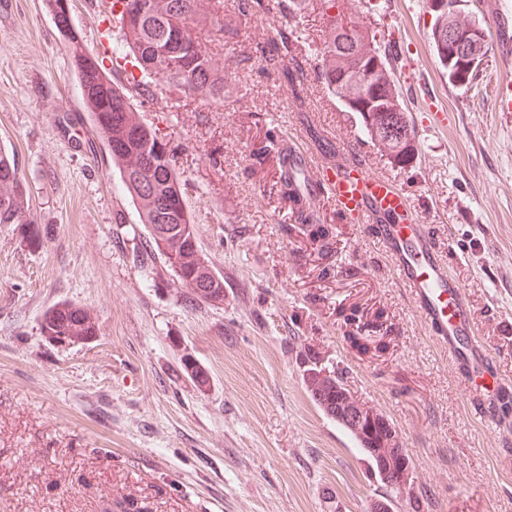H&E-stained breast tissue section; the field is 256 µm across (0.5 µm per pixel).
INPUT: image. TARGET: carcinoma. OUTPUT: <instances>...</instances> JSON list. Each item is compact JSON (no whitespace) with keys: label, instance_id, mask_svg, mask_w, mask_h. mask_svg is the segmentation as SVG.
I'll list each match as a JSON object with an SVG mask.
<instances>
[{"label":"carcinoma","instance_id":"1","mask_svg":"<svg viewBox=\"0 0 512 512\" xmlns=\"http://www.w3.org/2000/svg\"><path fill=\"white\" fill-rule=\"evenodd\" d=\"M48 12L59 33L75 42L69 13V0H47ZM309 4L326 20L323 46L320 47L319 76L327 89L339 100L344 111L357 116L372 142L395 162L403 164L415 154L413 127L407 116L401 86L395 79L389 51L376 41L360 14L352 10L351 0H297ZM435 15L430 39L441 67L448 78L469 84L476 77L477 67L471 58L485 57V37L475 40L470 57L448 52V38L441 31L448 23L461 32L482 29L476 17L455 8L448 17L453 0H428ZM122 23L124 44L132 53L141 72L158 77L170 90L201 102L224 99V86L230 72L216 64L202 49L194 31L212 20L221 6L219 0H113ZM353 17L352 29L336 28L332 9ZM283 53L264 57L266 66L282 71L291 98L303 107L307 97L306 73L296 56H288V37L278 33ZM79 77L81 95L91 112L96 135L107 146L122 182L134 203L140 223L147 231L151 253L160 257L174 271L179 283L187 286L191 276L201 287L191 295L205 303L224 302V277L217 273L203 251L190 261L197 268L177 271L170 253L191 248L198 242L186 204L180 175L173 164V155L161 158L155 154L160 136L142 120L132 102V95L120 88L106 74L91 54L73 57ZM27 191L19 175L14 156L0 147V224L35 223L26 205ZM42 331L51 339L83 336L91 339L97 328L90 314L68 302L57 303L42 318ZM304 378L315 403L330 417L348 428L360 443L370 468L380 481L400 486L395 476L393 458L382 463L375 444L382 442L404 453L395 428L388 420L362 419L348 409L343 395L347 392L342 371L321 363L315 354H305Z\"/></svg>","mask_w":512,"mask_h":512}]
</instances>
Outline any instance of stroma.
I'll return each instance as SVG.
<instances>
[{
	"instance_id": "stroma-1",
	"label": "stroma",
	"mask_w": 512,
	"mask_h": 512,
	"mask_svg": "<svg viewBox=\"0 0 512 512\" xmlns=\"http://www.w3.org/2000/svg\"><path fill=\"white\" fill-rule=\"evenodd\" d=\"M99 0H70L84 50L122 41ZM354 6L397 53L396 79L417 133L400 165L381 153L321 83L325 23L291 0L243 9L224 0L237 63L202 40L233 80L201 103L152 82L136 106L172 149L198 241L224 277V301L192 299L162 264L140 266L145 231L82 102L70 43L44 0H0V145L15 155L43 236L28 245L0 224V512H512V414L487 407L512 390V112L488 56L460 86L430 39L427 0ZM308 75L296 111L255 53L275 32ZM444 112V128L428 127ZM316 166L361 148L435 238L470 303L483 363L432 336L391 254L367 224L308 200L330 230L316 239L281 191L276 146ZM68 301L99 332L84 343L43 336ZM342 369L351 392L395 427L409 485L377 481L355 437L314 402L304 350ZM208 375L197 387L184 358Z\"/></svg>"
}]
</instances>
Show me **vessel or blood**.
Listing matches in <instances>:
<instances>
[{"label": "vessel or blood", "instance_id": "vessel-or-blood-1", "mask_svg": "<svg viewBox=\"0 0 512 512\" xmlns=\"http://www.w3.org/2000/svg\"><path fill=\"white\" fill-rule=\"evenodd\" d=\"M495 10L494 48L502 60L511 62L512 0H497ZM279 164L296 177L301 194L325 192L339 214L369 224L395 256L398 275L433 336L470 360L482 358L480 347L467 341L471 326L460 288L449 280L433 242L389 179L371 173L353 153L347 154L332 175L320 171L309 155L293 147L281 150Z\"/></svg>", "mask_w": 512, "mask_h": 512}]
</instances>
